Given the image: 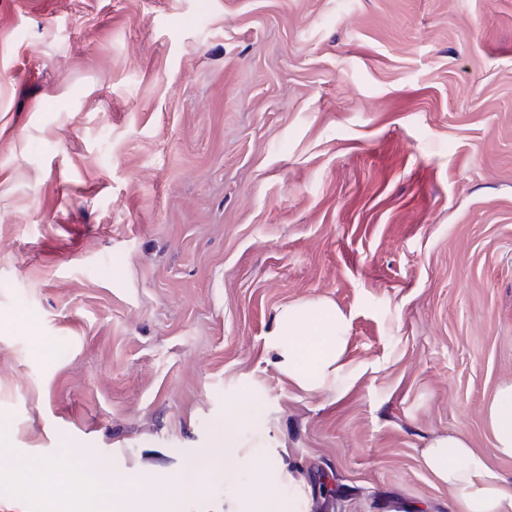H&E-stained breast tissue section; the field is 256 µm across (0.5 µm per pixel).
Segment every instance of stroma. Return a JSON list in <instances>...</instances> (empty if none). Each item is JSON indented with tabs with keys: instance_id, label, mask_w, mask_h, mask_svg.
I'll list each match as a JSON object with an SVG mask.
<instances>
[{
	"instance_id": "stroma-1",
	"label": "stroma",
	"mask_w": 512,
	"mask_h": 512,
	"mask_svg": "<svg viewBox=\"0 0 512 512\" xmlns=\"http://www.w3.org/2000/svg\"><path fill=\"white\" fill-rule=\"evenodd\" d=\"M312 299L332 391L269 349ZM509 381L512 0H0L11 455L176 476L247 393L311 512H449L421 453ZM346 342L343 313L332 302L310 300L280 311L269 348L299 389L319 392L337 389L354 373Z\"/></svg>"
}]
</instances>
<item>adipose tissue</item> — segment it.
Returning a JSON list of instances; mask_svg holds the SVG:
<instances>
[{"label":"adipose tissue","instance_id":"obj_1","mask_svg":"<svg viewBox=\"0 0 512 512\" xmlns=\"http://www.w3.org/2000/svg\"><path fill=\"white\" fill-rule=\"evenodd\" d=\"M269 348L289 379L306 392L330 391L353 370L346 359V319L335 304L310 300L283 308ZM490 454L460 435L440 437L422 452L425 470L453 488L450 512H512L508 488L494 460H512V381L500 384L484 406Z\"/></svg>","mask_w":512,"mask_h":512}]
</instances>
